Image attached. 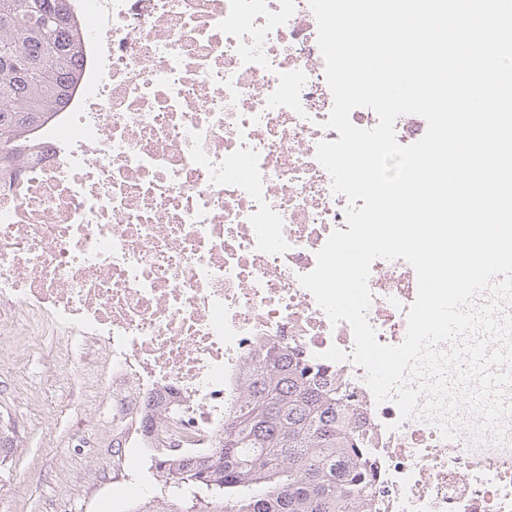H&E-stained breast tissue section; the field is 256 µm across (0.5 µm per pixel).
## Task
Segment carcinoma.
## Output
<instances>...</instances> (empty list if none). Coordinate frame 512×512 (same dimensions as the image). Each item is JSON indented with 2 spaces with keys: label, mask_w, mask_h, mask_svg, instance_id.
<instances>
[{
  "label": "carcinoma",
  "mask_w": 512,
  "mask_h": 512,
  "mask_svg": "<svg viewBox=\"0 0 512 512\" xmlns=\"http://www.w3.org/2000/svg\"><path fill=\"white\" fill-rule=\"evenodd\" d=\"M81 36L66 0H0L1 160H21L27 130L63 101L79 75ZM148 470L173 512H361L371 497L360 432L336 382L274 346L252 355L214 451Z\"/></svg>",
  "instance_id": "carcinoma-1"
}]
</instances>
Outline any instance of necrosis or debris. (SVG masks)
I'll use <instances>...</instances> for the list:
<instances>
[{
    "mask_svg": "<svg viewBox=\"0 0 512 512\" xmlns=\"http://www.w3.org/2000/svg\"><path fill=\"white\" fill-rule=\"evenodd\" d=\"M80 78L0 165V288L31 326L90 338L112 371V434L140 421L176 452H208L247 360L288 349L335 378L360 427L370 512H512V413L482 428L468 404L401 418L376 401L352 353L299 283L347 198L318 162L334 104L307 0H71ZM247 175H240V164ZM367 313L403 342L414 268L373 261Z\"/></svg>",
    "mask_w": 512,
    "mask_h": 512,
    "instance_id": "obj_1",
    "label": "necrosis or debris"
}]
</instances>
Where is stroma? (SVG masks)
<instances>
[{"mask_svg":"<svg viewBox=\"0 0 512 512\" xmlns=\"http://www.w3.org/2000/svg\"><path fill=\"white\" fill-rule=\"evenodd\" d=\"M60 347L52 334L24 346L0 339V421L14 429L0 512H134L150 451L114 456L112 405L98 394L112 376L86 370L93 351L83 341L66 360Z\"/></svg>","mask_w":512,"mask_h":512,"instance_id":"stroma-1","label":"stroma"}]
</instances>
